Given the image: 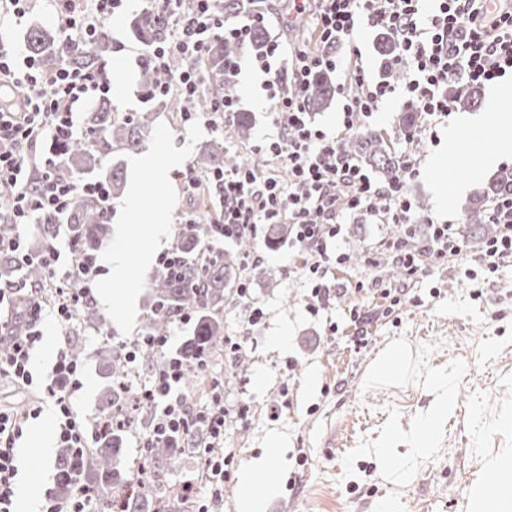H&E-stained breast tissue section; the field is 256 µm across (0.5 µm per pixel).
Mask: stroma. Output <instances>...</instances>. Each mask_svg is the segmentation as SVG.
<instances>
[{
    "label": "stroma",
    "instance_id": "stroma-1",
    "mask_svg": "<svg viewBox=\"0 0 512 512\" xmlns=\"http://www.w3.org/2000/svg\"><path fill=\"white\" fill-rule=\"evenodd\" d=\"M133 12L115 16L103 33L106 48L102 61L108 69H120L125 98L116 102L119 112L152 115L151 138L165 137L170 148L184 163H191L198 150L215 139L223 140L229 154L244 159L259 158L258 147L274 134L272 116L265 106L264 76L251 60L254 53L244 49L247 59L239 77L237 95L241 111L251 119L247 140H239L232 125L220 122L218 129L206 127L203 120H183L181 113L156 107L146 100L139 85L140 41L131 28ZM426 144L417 174L407 190L419 214L439 223L464 224L474 200L482 196L502 172L512 170V158L498 167L474 175L480 155L494 144L487 131L471 134L465 141L462 157L448 165L431 168L434 156L448 139L447 126ZM128 152L115 155L127 168L128 188L151 198L154 210L165 215L167 241H174L181 218L189 213L207 211L217 219L218 201L206 195L184 192L180 171H173L172 189L155 185L151 173L128 169ZM471 180L470 190L455 198L447 213L434 205L432 186L440 182L455 186ZM127 238L128 278L112 283L100 275L96 290L114 288L109 302L93 300L92 306L105 319L104 328L70 326L46 316L43 334L52 336L51 349H39L38 367H45L57 349H67L83 367L82 387L74 404L85 424H92L106 400L123 404L130 394L150 384V371L142 360L128 363L127 388L109 394L105 376L119 343L130 342L143 334L150 309V272L141 270L137 256L151 250L155 242L143 231L137 217H123L113 207L109 235L96 251L105 258L112 249L113 236ZM390 224L375 223L372 218H346L339 238L342 251L350 259L332 265L329 276L342 294L329 309L312 312L310 288L296 266L295 250L289 243L255 240L253 252L262 255L261 272L251 276L252 305L263 310L260 321L243 319L242 307L233 302L224 308V334L248 342V356L213 365L212 374L224 384V399L247 408L243 419L233 423L224 437V446L232 454V474L224 486L223 512L234 507L237 482L242 465L260 456L270 433H280L288 450V468L282 476V490L271 497L265 512H374L377 503L397 504V512H468V498L474 483L490 486L497 471L491 457L512 452V428L503 427V413L512 412V263L490 282L467 279L454 262L435 265L407 275L393 266L385 248L398 236ZM376 256L377 266L367 264ZM404 288L405 304L390 316H382L380 288ZM137 294V315L125 323L120 315L125 307L127 289ZM367 313L365 324L358 325L352 310ZM335 321L336 332H329L327 321ZM287 330V352L269 346L271 336ZM366 332L367 341H354L358 332ZM495 349H488V341ZM400 345L408 352V371L395 383L370 384L369 367L385 348ZM455 376V410L442 427L435 452L408 465L404 481H394L367 450L379 433L392 422L411 426L429 408L434 395L431 379L438 371ZM192 481L194 487L181 503L182 512H198L207 501L209 490L198 472L195 457H178L164 462L159 482L174 486Z\"/></svg>",
    "mask_w": 512,
    "mask_h": 512
}]
</instances>
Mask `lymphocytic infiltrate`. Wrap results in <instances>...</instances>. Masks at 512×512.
Listing matches in <instances>:
<instances>
[{
	"label": "lymphocytic infiltrate",
	"instance_id": "lymphocytic-infiltrate-1",
	"mask_svg": "<svg viewBox=\"0 0 512 512\" xmlns=\"http://www.w3.org/2000/svg\"><path fill=\"white\" fill-rule=\"evenodd\" d=\"M152 7L167 27L162 39L144 43L141 53L156 68L169 70L171 58H180L182 68L170 72L160 91L176 94L185 114L207 86L219 84L221 93L210 98V112L231 117L239 99L233 89L241 72V58H229L224 70L212 74L201 60L210 44L219 39L247 43L254 29L265 27L266 13L248 14L235 25H226L222 0H140ZM63 44L96 38L126 0H52ZM32 0H0V199L9 204L8 218L18 225L17 234L0 238V253L10 254L16 270H23L32 257L23 232L26 224L45 214L67 215L75 195L96 200L104 214L112 212V193L101 179H74L65 172L62 148L78 135L75 110L78 105L103 100L110 90L105 66L78 68L66 59L52 62L20 56L11 36L29 13ZM275 17L285 27H299L313 18L317 35L314 46H285L268 40L253 63L266 76V100L276 139L264 145L267 170L224 168L200 178L194 168L182 174L185 192L201 186L214 191L222 206V239L258 237L267 227L286 224L298 253L299 267L311 288V310L329 308L339 289L329 276L330 264H344L347 253L338 246L340 226L346 217L363 214L379 224L404 227L405 233L388 246L394 265L415 274L433 260L477 264L485 280L498 277L512 262V186L500 191L488 209L496 235L484 242L476 255H468L455 237L452 225L430 224L425 237L411 230L415 206L406 184L416 173L421 134L444 122L451 112L449 82L464 88L485 84L512 74V5L504 0H279ZM386 34L392 52L384 65L403 73L402 85L385 75L367 73L361 51L355 46L360 23ZM348 47L349 57H340L339 47ZM341 72L336 92L342 112L336 133L330 134L314 121L308 99L311 84L325 73ZM401 93L404 106L413 114L410 126L397 138L398 170L387 181L374 180L345 147L348 139L365 129L383 101ZM50 141L48 154L36 148ZM46 281L54 284L56 298L47 302L41 286L7 281L0 288V381L34 392L38 402L26 411L0 407V512H18L20 470L17 448L29 420L37 419L43 404L57 415V443L68 456L55 462L53 484L45 488L40 512H95V496L85 483L93 450L92 441L112 427L121 426L117 414L99 416L94 429H87L73 408L72 399L81 388L82 372L68 352L58 351L44 373L36 371V354L43 338L40 329L46 310L58 320L72 323L78 312L93 300L99 274L95 254L80 253L63 259L56 245H48L39 257ZM81 278L79 288L69 287L70 278ZM26 325L14 335L15 321ZM172 335L143 337L142 342L161 357L149 388L138 397L139 405L153 412L149 431L143 435L139 475H147V450L160 436L178 438L182 447L195 449L209 487V501L199 512L224 499V484L230 473V456L224 454V433L245 408L229 409L224 386L214 383L209 405L198 406L178 391L189 368L206 371L203 356L193 359L172 354Z\"/></svg>",
	"mask_w": 512,
	"mask_h": 512
}]
</instances>
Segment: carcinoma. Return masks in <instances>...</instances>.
I'll list each match as a JSON object with an SVG mask.
<instances>
[{
    "mask_svg": "<svg viewBox=\"0 0 512 512\" xmlns=\"http://www.w3.org/2000/svg\"><path fill=\"white\" fill-rule=\"evenodd\" d=\"M135 36L143 41L154 40L165 35L161 23L151 12L140 13L132 20ZM28 51L35 57H45L57 49L58 41L46 30L33 27L26 35ZM243 46L234 41L213 42L204 59V68L217 74L224 69V59L241 54ZM104 52V45L97 39L89 40L77 47L65 49L68 61L74 65L91 67L97 64ZM170 74L155 68L145 57L141 60L140 80L147 97L176 111L182 106L176 96L158 97L153 95L155 88L167 81ZM333 93V82L327 75L315 79L309 104L313 111L325 106ZM116 109L109 100L100 101L86 116V128L93 141L76 140L68 145L71 160L69 174L74 178H89L97 168L110 167L108 182L112 197L120 195L124 189L122 172L112 163L115 149L133 152L151 131L149 114L133 115L128 120L114 117ZM346 146L357 155L368 168L378 172L382 178H391L398 169L399 160L386 141L376 133H367L349 139ZM236 167L235 157L224 152V142L216 140L207 150L197 155L193 167L205 177L216 169ZM512 179V172L500 176L491 192L470 209L468 224L480 230L482 237L495 234V226L487 223L488 205L493 192ZM67 224L72 244L80 253L88 252L101 244L107 234L108 219L101 213L95 201L84 195L72 199L65 220L54 217L41 218L46 240H51L59 223ZM216 228L207 224H197L191 230L182 229L172 244V249L183 257L179 271L173 272L162 265L151 276V311L147 328L151 334H160L178 312H193L197 320L193 335L188 337L179 354L193 358L202 351L214 357L224 345V306L234 300L232 283L240 276L242 261L251 253L247 239H242L244 248L239 252H224L212 245ZM120 439L117 433L104 438L95 456V467L99 474L110 481L109 510L111 512H144L145 507L156 504L154 512H178L181 493L177 490H159L152 477L148 476L140 484L124 478L119 471L109 470L113 443ZM178 449L168 441L159 439L149 452L150 466L171 459Z\"/></svg>",
    "mask_w": 512,
    "mask_h": 512,
    "instance_id": "1",
    "label": "carcinoma"
}]
</instances>
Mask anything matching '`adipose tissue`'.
<instances>
[{
  "mask_svg": "<svg viewBox=\"0 0 512 512\" xmlns=\"http://www.w3.org/2000/svg\"><path fill=\"white\" fill-rule=\"evenodd\" d=\"M511 98L512 90L501 88L491 93L485 112L460 116L449 127L444 148L432 157V166H443L448 160L458 157L464 133L488 125L495 131V146L482 156V168H494L502 160L512 157V113L503 109L505 101ZM432 388L433 403L415 425L405 428L398 423L391 424L375 444V457L394 479L405 478L404 460L425 458L433 453L441 425L455 409V390L447 373L436 374ZM284 455L282 438L273 434L268 437L263 454L250 459L242 467L237 481V512H264L266 498L276 493L279 486L273 464Z\"/></svg>",
  "mask_w": 512,
  "mask_h": 512,
  "instance_id": "1",
  "label": "adipose tissue"
}]
</instances>
